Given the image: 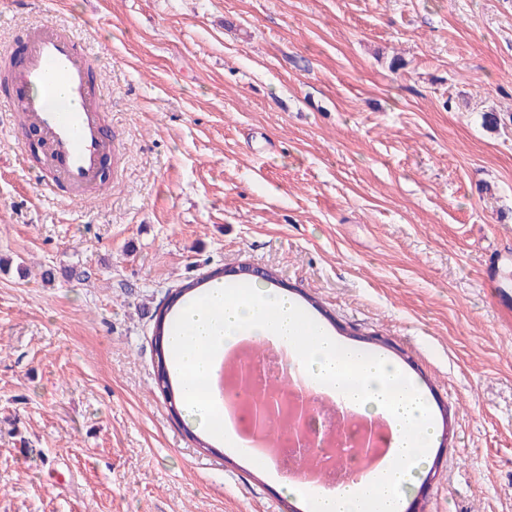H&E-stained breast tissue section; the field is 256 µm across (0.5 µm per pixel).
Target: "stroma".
Returning <instances> with one entry per match:
<instances>
[{"label":"stroma","instance_id":"1","mask_svg":"<svg viewBox=\"0 0 512 512\" xmlns=\"http://www.w3.org/2000/svg\"><path fill=\"white\" fill-rule=\"evenodd\" d=\"M43 20L122 160L65 202L0 105V512H310L157 381L155 310L243 264L445 417L406 512H512V0H0V59Z\"/></svg>","mask_w":512,"mask_h":512}]
</instances>
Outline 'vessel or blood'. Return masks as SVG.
Segmentation results:
<instances>
[{"label": "vessel or blood", "mask_w": 512, "mask_h": 512, "mask_svg": "<svg viewBox=\"0 0 512 512\" xmlns=\"http://www.w3.org/2000/svg\"><path fill=\"white\" fill-rule=\"evenodd\" d=\"M21 64L11 70L4 100L14 112L18 136L37 132L46 152L44 189L73 203L104 193L102 167L117 151L103 123L94 60L64 26L43 22L19 33Z\"/></svg>", "instance_id": "obj_1"}]
</instances>
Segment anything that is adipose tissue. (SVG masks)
<instances>
[{"mask_svg": "<svg viewBox=\"0 0 512 512\" xmlns=\"http://www.w3.org/2000/svg\"><path fill=\"white\" fill-rule=\"evenodd\" d=\"M245 338L287 348L289 373L310 392L330 393L340 407L370 418L384 416L392 425L389 447L366 478L332 489L286 479L285 490L311 497L314 512H399L401 500L428 466L436 438L418 383L392 361L340 343L273 289L240 293L216 284L181 309L170 347L187 414L229 448L245 447L246 441L225 420L224 406L211 391L216 368L210 356Z\"/></svg>", "mask_w": 512, "mask_h": 512, "instance_id": "ef3b65f1", "label": "adipose tissue"}]
</instances>
